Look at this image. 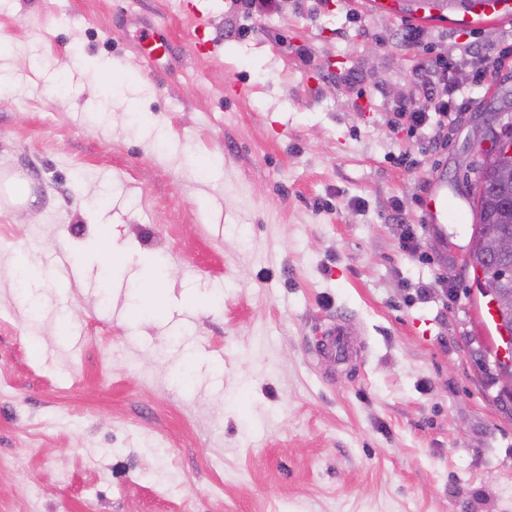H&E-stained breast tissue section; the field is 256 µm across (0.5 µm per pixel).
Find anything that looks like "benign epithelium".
Listing matches in <instances>:
<instances>
[{"label": "benign epithelium", "instance_id": "7a95c632", "mask_svg": "<svg viewBox=\"0 0 512 512\" xmlns=\"http://www.w3.org/2000/svg\"><path fill=\"white\" fill-rule=\"evenodd\" d=\"M505 114L493 113L478 127L471 150L477 158V174L484 178L491 173L500 178L512 170V126L503 122ZM512 281V267L500 265L484 274L475 288L488 299L497 320L503 347L493 356V365L504 381L512 378V304L508 302L505 285Z\"/></svg>", "mask_w": 512, "mask_h": 512}]
</instances>
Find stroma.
Masks as SVG:
<instances>
[{"instance_id":"stroma-1","label":"stroma","mask_w":512,"mask_h":512,"mask_svg":"<svg viewBox=\"0 0 512 512\" xmlns=\"http://www.w3.org/2000/svg\"><path fill=\"white\" fill-rule=\"evenodd\" d=\"M187 3L0 0V176L29 190L0 192V512H512V395L466 265L512 14L199 0L201 55ZM438 58L483 89L435 150L397 111ZM339 320L347 364L321 354ZM142 50L148 58L154 59L169 55L172 50V43L165 33L155 31L143 42ZM421 208L431 224L448 223V192L436 187L423 196Z\"/></svg>"}]
</instances>
